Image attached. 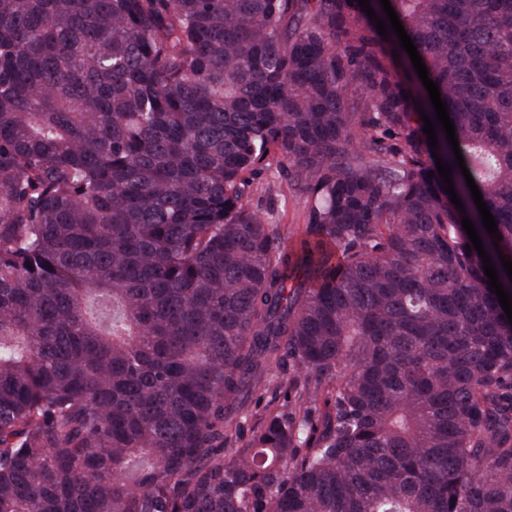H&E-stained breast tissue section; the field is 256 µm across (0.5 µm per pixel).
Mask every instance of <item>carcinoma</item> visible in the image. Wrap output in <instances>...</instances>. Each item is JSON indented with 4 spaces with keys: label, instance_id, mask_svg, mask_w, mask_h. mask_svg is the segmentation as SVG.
Instances as JSON below:
<instances>
[{
    "label": "carcinoma",
    "instance_id": "cac0c4a2",
    "mask_svg": "<svg viewBox=\"0 0 512 512\" xmlns=\"http://www.w3.org/2000/svg\"><path fill=\"white\" fill-rule=\"evenodd\" d=\"M390 3L512 294V0ZM421 109L357 0H0V512H512V323ZM307 198L303 191L288 184L280 158L271 157L250 179L243 204L262 223L277 224L282 242L291 245L303 235L309 206ZM278 374L279 378H276L272 384L262 386L248 398L244 411L248 416L245 424L246 432L238 443L239 448L248 442L252 434L248 431V428L253 427L261 420L268 408L284 403L286 397V387L284 385L288 382L290 371L288 370L287 375H282L281 372H278Z\"/></svg>",
    "mask_w": 512,
    "mask_h": 512
}]
</instances>
